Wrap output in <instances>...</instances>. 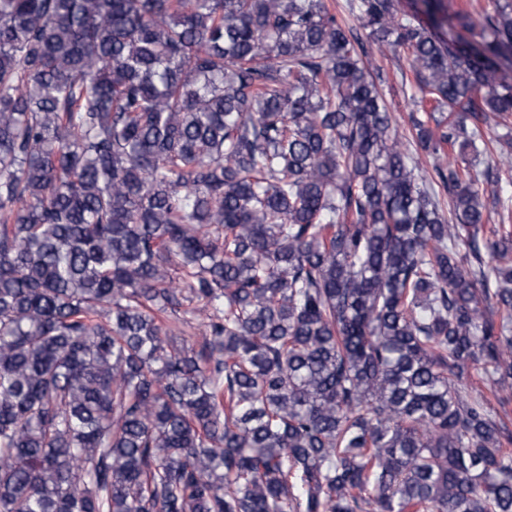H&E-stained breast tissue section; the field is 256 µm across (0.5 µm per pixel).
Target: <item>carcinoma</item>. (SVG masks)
Wrapping results in <instances>:
<instances>
[{"mask_svg": "<svg viewBox=\"0 0 512 512\" xmlns=\"http://www.w3.org/2000/svg\"><path fill=\"white\" fill-rule=\"evenodd\" d=\"M421 2L407 146L324 0H0V512H512V0Z\"/></svg>", "mask_w": 512, "mask_h": 512, "instance_id": "obj_1", "label": "carcinoma"}]
</instances>
